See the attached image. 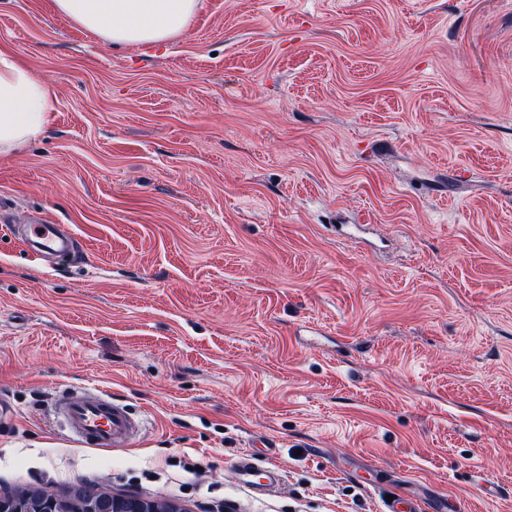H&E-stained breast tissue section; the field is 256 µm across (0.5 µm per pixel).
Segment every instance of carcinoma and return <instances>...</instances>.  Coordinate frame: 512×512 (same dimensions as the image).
<instances>
[{
    "label": "carcinoma",
    "instance_id": "1",
    "mask_svg": "<svg viewBox=\"0 0 512 512\" xmlns=\"http://www.w3.org/2000/svg\"><path fill=\"white\" fill-rule=\"evenodd\" d=\"M183 512L173 499L156 496H116L91 479L72 482L58 492L53 502L45 500L39 484L26 483L0 493V512Z\"/></svg>",
    "mask_w": 512,
    "mask_h": 512
}]
</instances>
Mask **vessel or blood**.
I'll return each instance as SVG.
<instances>
[{
	"label": "vessel or blood",
	"instance_id": "vessel-or-blood-1",
	"mask_svg": "<svg viewBox=\"0 0 512 512\" xmlns=\"http://www.w3.org/2000/svg\"><path fill=\"white\" fill-rule=\"evenodd\" d=\"M19 243L35 256L64 258L71 253V240L59 225L43 220L28 225ZM56 407L71 435L92 448H124L141 435V424L123 407L114 404L106 391L93 394L68 390L60 395ZM383 512H424L417 495L401 493L385 502Z\"/></svg>",
	"mask_w": 512,
	"mask_h": 512
}]
</instances>
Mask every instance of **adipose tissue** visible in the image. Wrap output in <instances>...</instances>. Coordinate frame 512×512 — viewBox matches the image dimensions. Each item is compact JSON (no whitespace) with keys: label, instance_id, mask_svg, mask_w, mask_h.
Returning <instances> with one entry per match:
<instances>
[{"label":"adipose tissue","instance_id":"obj_1","mask_svg":"<svg viewBox=\"0 0 512 512\" xmlns=\"http://www.w3.org/2000/svg\"><path fill=\"white\" fill-rule=\"evenodd\" d=\"M53 11L111 46L164 43L181 35L199 0H51ZM53 103L43 82L0 51V154L20 150L47 128Z\"/></svg>","mask_w":512,"mask_h":512}]
</instances>
